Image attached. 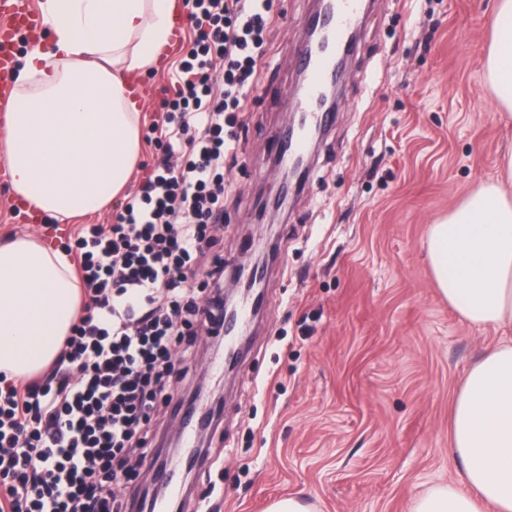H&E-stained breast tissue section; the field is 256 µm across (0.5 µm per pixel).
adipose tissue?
<instances>
[{"instance_id": "1", "label": "adipose tissue", "mask_w": 512, "mask_h": 512, "mask_svg": "<svg viewBox=\"0 0 512 512\" xmlns=\"http://www.w3.org/2000/svg\"><path fill=\"white\" fill-rule=\"evenodd\" d=\"M44 43L13 73L7 145L12 192L62 221L96 213L127 185L140 147L131 73L159 66L184 0H41ZM501 122L512 123V0H496L485 61ZM437 286L470 325L504 330L465 375L451 420L462 465L412 512H512V193L481 184L427 243ZM80 317L64 251L22 236L0 244V372L25 379L49 366Z\"/></svg>"}]
</instances>
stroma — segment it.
I'll return each mask as SVG.
<instances>
[{
  "label": "stroma",
  "mask_w": 512,
  "mask_h": 512,
  "mask_svg": "<svg viewBox=\"0 0 512 512\" xmlns=\"http://www.w3.org/2000/svg\"><path fill=\"white\" fill-rule=\"evenodd\" d=\"M493 0H372L347 59L333 129L300 189L284 190L270 133L294 108V51L311 0H276L261 92L240 118L238 163L224 171L225 289L265 253L264 304L234 371L210 367L199 333L190 375L222 395L177 512H267L291 496L308 512H411L460 480L449 420L461 380L500 333L462 320L431 268V224L497 180L512 124L495 118L482 66ZM183 25L142 76L148 128L183 49ZM51 240L0 185V242Z\"/></svg>",
  "instance_id": "1"
}]
</instances>
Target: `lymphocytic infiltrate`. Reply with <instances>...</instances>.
<instances>
[{
    "mask_svg": "<svg viewBox=\"0 0 512 512\" xmlns=\"http://www.w3.org/2000/svg\"><path fill=\"white\" fill-rule=\"evenodd\" d=\"M187 17L196 39L151 127L182 164L152 165L115 224L81 225L79 323L39 378L0 373V512H128L119 488L148 454L173 377L189 373L174 350L221 333L224 164L259 85L273 0H191Z\"/></svg>",
    "mask_w": 512,
    "mask_h": 512,
    "instance_id": "obj_1",
    "label": "lymphocytic infiltrate"
}]
</instances>
